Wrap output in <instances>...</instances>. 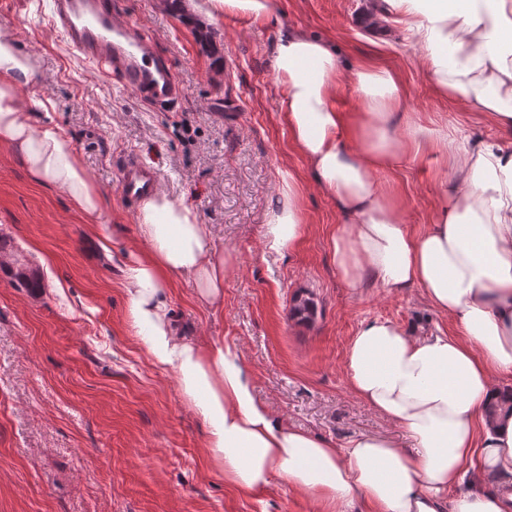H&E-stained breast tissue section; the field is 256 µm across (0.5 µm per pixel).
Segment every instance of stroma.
<instances>
[{"label":"stroma","mask_w":512,"mask_h":512,"mask_svg":"<svg viewBox=\"0 0 512 512\" xmlns=\"http://www.w3.org/2000/svg\"><path fill=\"white\" fill-rule=\"evenodd\" d=\"M121 2L123 19L149 30L177 69L183 96L171 109L142 103L74 56L48 22L49 0H13L0 20L37 61L21 97L51 101L105 199L101 223H89L0 147V512H313L285 481L257 494L225 482L175 372L142 346L125 283L143 244L120 161L134 152L155 167L160 194L191 206L230 262L220 305L200 302L191 279L169 288L179 327L203 344L237 346L256 396L288 425L339 444L359 433L398 440L401 431L352 394L347 346L373 318L416 332L451 322L419 288L389 294L368 278L354 290L337 272L330 236L341 216L281 121L271 47L286 26L323 37L348 65L371 57L396 71L415 119L457 139L501 132L437 94L396 23L369 28L371 0H275L265 21L228 14L204 29L174 0ZM284 171L300 185L305 232L278 253L265 245L264 218ZM450 175L447 158L429 153L402 157L383 177L405 199V222L420 228ZM16 261L40 270V291L14 280ZM299 299L313 301L312 319L290 317Z\"/></svg>","instance_id":"1"}]
</instances>
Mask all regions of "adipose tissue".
<instances>
[{
  "label": "adipose tissue",
  "mask_w": 512,
  "mask_h": 512,
  "mask_svg": "<svg viewBox=\"0 0 512 512\" xmlns=\"http://www.w3.org/2000/svg\"><path fill=\"white\" fill-rule=\"evenodd\" d=\"M420 51L436 91L512 132V0H383ZM289 137L344 221L331 239L336 270L360 288L372 274L391 293L416 286L453 333L406 331L375 318L352 337L345 369L352 393L401 429L412 448L384 434L337 444L290 427L254 394L236 346L202 345L173 321L166 290L192 279L207 304L224 298L227 263L192 207L154 195L137 214L144 252L126 276L130 315L154 364L174 369L181 393L207 427L225 480L245 492L274 479L307 494L317 512H512V414L487 419L512 377V147L496 139L449 146L447 132L406 119L401 80L374 62L346 70L331 42L285 28L272 46ZM30 56L0 31V144L34 180L66 194L100 223L103 196L72 138L35 123L40 100L22 101ZM350 79L364 103L333 104ZM450 156L429 224H405L404 199L382 177L403 155ZM268 248L292 249L304 232L297 180L282 175L265 217Z\"/></svg>",
  "instance_id": "adipose-tissue-1"
}]
</instances>
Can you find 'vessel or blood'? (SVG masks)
<instances>
[{"instance_id":"vessel-or-blood-1","label":"vessel or blood","mask_w":512,"mask_h":512,"mask_svg":"<svg viewBox=\"0 0 512 512\" xmlns=\"http://www.w3.org/2000/svg\"><path fill=\"white\" fill-rule=\"evenodd\" d=\"M114 9L113 0H51V25L98 75L125 84L143 102L158 106L177 102L183 89L173 63L158 54L151 34L118 22ZM120 187L130 202L156 194V171L138 156H126Z\"/></svg>"}]
</instances>
